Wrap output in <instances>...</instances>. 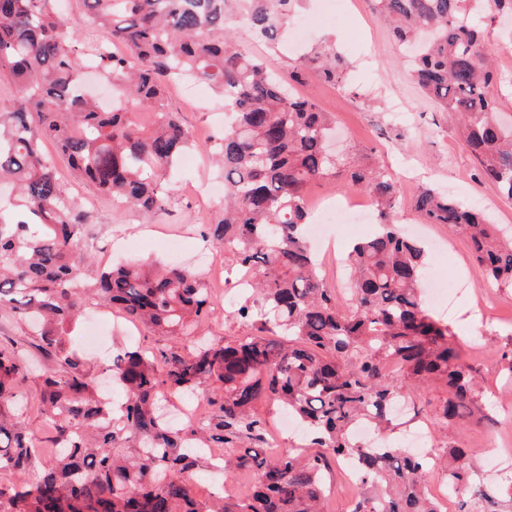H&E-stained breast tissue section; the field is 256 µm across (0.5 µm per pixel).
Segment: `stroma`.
Returning a JSON list of instances; mask_svg holds the SVG:
<instances>
[{
  "label": "stroma",
  "mask_w": 512,
  "mask_h": 512,
  "mask_svg": "<svg viewBox=\"0 0 512 512\" xmlns=\"http://www.w3.org/2000/svg\"><path fill=\"white\" fill-rule=\"evenodd\" d=\"M351 17H343L327 0H309L306 13L318 19L299 45L288 37L267 40L240 23L241 8L231 10L238 47L248 55L263 59L268 68L283 79H292L294 87L333 112L336 122V148L353 160L369 167L389 171L399 186L396 219L405 234L415 237L426 252L424 276L444 279L464 276L465 281L449 303L434 308L435 316L448 323L460 340L467 364L475 371L482 386L481 411L469 424L438 429L433 410L443 397L438 388L418 392L406 400L402 415L392 434L403 440L413 428H425L430 443L443 449L448 440L469 448L479 466L487 495L496 512H512V489L501 482L497 451L512 449V367L501 360V351L512 348V288L485 279L473 264L467 240L449 231L444 224H420L414 198L423 187L430 186L450 196L475 203L489 202L492 223L512 227V200L502 198L495 188L479 183L474 173L475 159L463 148L456 135L454 114L438 111L424 96L409 74L403 50L393 41L388 28L378 18L370 0H348ZM487 41L495 64L505 77L496 96L502 111L512 112V26L495 24ZM333 51L343 59L339 83L321 80L315 71L298 65L300 57ZM169 107L177 112L189 128L207 134L206 142L195 149V162L179 166L173 181L174 202L164 211L144 214L114 208L109 200L95 196L91 186H83L86 195L95 196L97 206L85 231V249L95 259L84 271L93 277L96 262L105 253L115 261L146 260L169 262L161 242L176 240L184 250L178 264L203 271L213 245L207 241L209 224L199 219V208L192 188L221 177L210 159V140L224 131V103L215 91L201 99L186 92L183 83L169 89ZM227 268L224 292L214 299L211 316L202 319L197 335L227 339L253 334L251 323L232 315L233 306L245 301L240 289L243 277L231 253H223ZM127 323L120 316L112 318V332L103 345L90 351L97 363H104L125 347L137 344L153 351L168 349V337L137 328L136 339H128ZM28 348L31 367L19 391L36 401L41 377L53 360L39 347V337L26 325L0 312V346L13 343Z\"/></svg>",
  "instance_id": "35a3bbf8"
}]
</instances>
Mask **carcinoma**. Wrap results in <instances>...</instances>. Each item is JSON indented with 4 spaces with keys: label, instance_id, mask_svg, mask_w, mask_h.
<instances>
[{
    "label": "carcinoma",
    "instance_id": "1",
    "mask_svg": "<svg viewBox=\"0 0 512 512\" xmlns=\"http://www.w3.org/2000/svg\"><path fill=\"white\" fill-rule=\"evenodd\" d=\"M52 0H0V82L13 89L0 105V184L14 192L0 214V309L40 336L55 367L44 372L41 410L56 433L52 462L29 479L40 449L28 433L18 379L23 350L0 347V512H322L324 470L354 459L359 492L352 512H442L427 496L429 458L391 441L379 449L353 442L366 422L386 430L394 402L432 385L445 397L434 410L443 427L477 408L479 381L461 358L451 328L426 306L420 280L424 249L396 228L397 182L357 165L350 186L376 209L377 229L347 255L351 304L344 309L317 271L303 226L306 186L342 158L325 150L332 119L315 102L288 96L264 64L234 46L227 32L231 0H81L89 22L109 30L124 54L82 50L79 37L51 10ZM299 0H251L247 24L274 38ZM394 40L409 46L412 75L440 111L458 117L462 143L476 156V179L512 199V122L501 121L492 88L502 74L491 61L485 25L512 15V0H375ZM328 81L342 80L338 55L314 56ZM93 65L120 82L112 109L82 91ZM216 89L231 122L216 144L224 172L217 245L255 271L259 300L235 314L257 333L198 345L194 324L213 299L192 271L171 264L127 263L80 272L78 248L90 213L69 196L42 144L68 155L75 174L118 206L164 211L171 172L193 146L168 108L172 80ZM426 224H446L470 242L482 274L512 286V237L485 212L423 188L414 205ZM102 306L183 344V350H124L100 367L64 339L83 311ZM399 366L386 370L388 361ZM124 392L116 405L97 378ZM204 384L216 388L220 416L171 428L162 403ZM268 398L307 427L312 451L249 448L224 455V473L253 475L234 507L200 499L189 481L210 442L263 441L254 404ZM448 491L487 499L469 450L443 449Z\"/></svg>",
    "mask_w": 512,
    "mask_h": 512
}]
</instances>
